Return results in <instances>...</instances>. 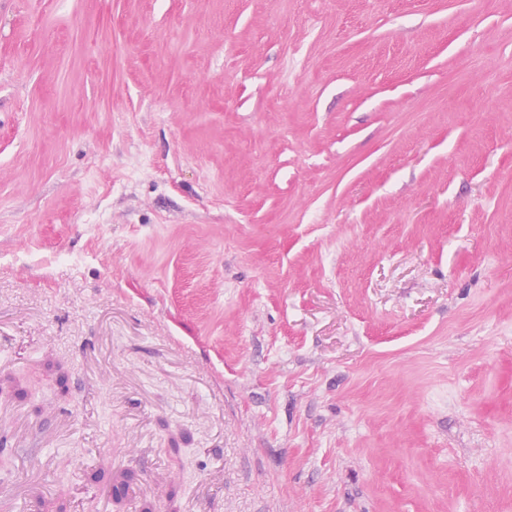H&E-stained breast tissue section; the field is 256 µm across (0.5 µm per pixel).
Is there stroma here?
I'll return each instance as SVG.
<instances>
[{
  "label": "stroma",
  "instance_id": "stroma-1",
  "mask_svg": "<svg viewBox=\"0 0 512 512\" xmlns=\"http://www.w3.org/2000/svg\"><path fill=\"white\" fill-rule=\"evenodd\" d=\"M14 512H512V0H0Z\"/></svg>",
  "mask_w": 512,
  "mask_h": 512
}]
</instances>
